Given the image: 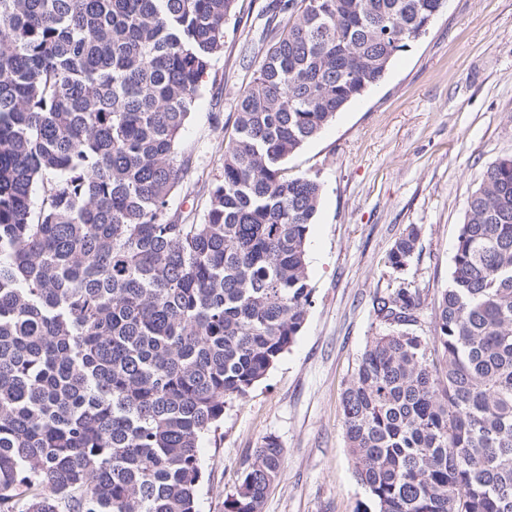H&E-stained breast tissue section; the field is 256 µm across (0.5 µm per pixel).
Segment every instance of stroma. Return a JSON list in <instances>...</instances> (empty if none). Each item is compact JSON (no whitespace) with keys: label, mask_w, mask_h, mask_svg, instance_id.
<instances>
[{"label":"stroma","mask_w":512,"mask_h":512,"mask_svg":"<svg viewBox=\"0 0 512 512\" xmlns=\"http://www.w3.org/2000/svg\"><path fill=\"white\" fill-rule=\"evenodd\" d=\"M269 0H236L224 51L202 79L181 137L191 154L174 205L202 218L205 184L219 178L224 125L263 47ZM512 157V0H446L427 32L393 59L383 80L292 154L289 175L319 181L306 242L313 304L295 342L268 374L224 407L200 444L197 512H225L245 462L266 438L283 471L262 512H356L366 494L347 447L340 395L370 342L388 330L373 299L409 284L420 296L414 330L430 335L448 285L468 197L485 169ZM420 230L403 274L387 258L408 225Z\"/></svg>","instance_id":"1"}]
</instances>
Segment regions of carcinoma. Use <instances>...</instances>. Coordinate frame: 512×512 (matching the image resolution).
Masks as SVG:
<instances>
[{
  "label": "carcinoma",
  "mask_w": 512,
  "mask_h": 512,
  "mask_svg": "<svg viewBox=\"0 0 512 512\" xmlns=\"http://www.w3.org/2000/svg\"><path fill=\"white\" fill-rule=\"evenodd\" d=\"M274 0L198 222L180 135L235 0H0V512H196L199 448L313 303L321 185L288 157L444 0ZM419 241L408 227L393 273ZM341 394L357 512H512V158L467 201L433 330L418 293ZM268 437L226 512H262Z\"/></svg>",
  "instance_id": "carcinoma-1"
}]
</instances>
